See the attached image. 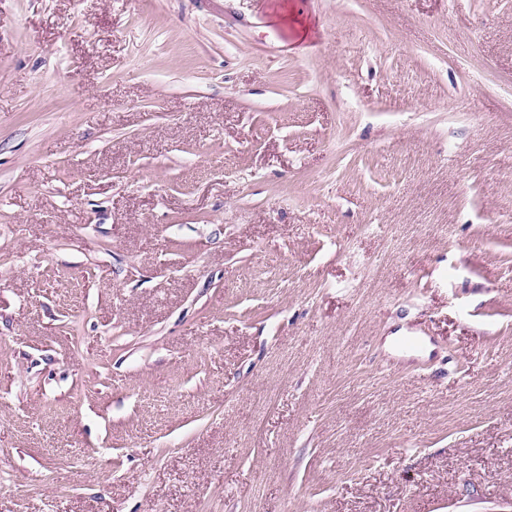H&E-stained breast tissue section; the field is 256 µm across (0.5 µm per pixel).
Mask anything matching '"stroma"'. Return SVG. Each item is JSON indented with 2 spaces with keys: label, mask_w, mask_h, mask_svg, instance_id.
<instances>
[{
  "label": "stroma",
  "mask_w": 512,
  "mask_h": 512,
  "mask_svg": "<svg viewBox=\"0 0 512 512\" xmlns=\"http://www.w3.org/2000/svg\"><path fill=\"white\" fill-rule=\"evenodd\" d=\"M0 512H512V0H0Z\"/></svg>",
  "instance_id": "1"
}]
</instances>
